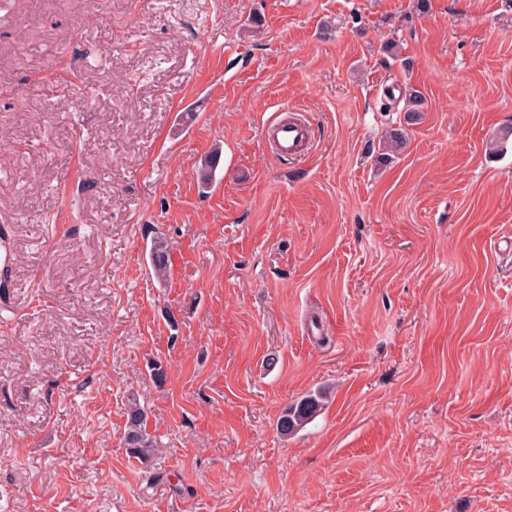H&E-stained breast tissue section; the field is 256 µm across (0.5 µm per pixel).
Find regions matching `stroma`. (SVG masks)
<instances>
[{"label":"stroma","instance_id":"1","mask_svg":"<svg viewBox=\"0 0 512 512\" xmlns=\"http://www.w3.org/2000/svg\"><path fill=\"white\" fill-rule=\"evenodd\" d=\"M509 126L512 0H0V512H512ZM269 138L279 158H299L303 155L309 132L301 123L275 116L268 125ZM169 243L165 237L155 235L150 241L149 262L152 276L160 284L169 279L168 266ZM326 396L322 392L307 393L290 405L278 418L277 430L290 436L302 430L325 406ZM124 440L134 457L147 460L157 451V442L148 430L146 413L136 397L129 398Z\"/></svg>","mask_w":512,"mask_h":512}]
</instances>
